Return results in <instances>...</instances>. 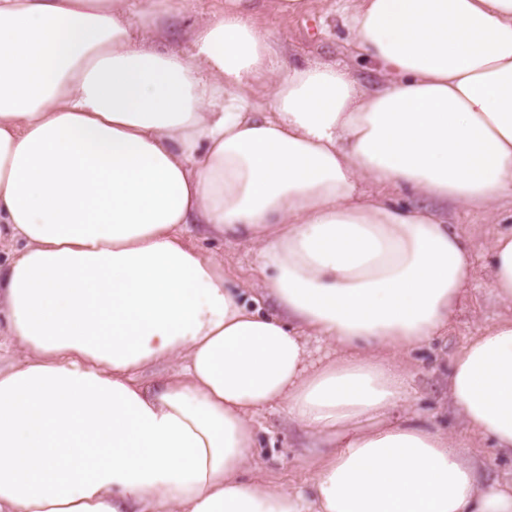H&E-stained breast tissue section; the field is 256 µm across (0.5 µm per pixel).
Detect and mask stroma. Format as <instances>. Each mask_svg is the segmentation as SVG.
Wrapping results in <instances>:
<instances>
[{
    "label": "stroma",
    "mask_w": 512,
    "mask_h": 512,
    "mask_svg": "<svg viewBox=\"0 0 512 512\" xmlns=\"http://www.w3.org/2000/svg\"><path fill=\"white\" fill-rule=\"evenodd\" d=\"M264 21L272 37L286 43L293 59L350 66L358 72L364 85H373L376 75L371 66L353 59L347 52L346 32L332 0H307L305 11L295 16L268 11ZM440 212L473 243L475 273L465 298L454 311L448 332L413 355L411 387L416 396L414 409L432 424L459 434L464 430V423L448 401V367L454 353L477 326L507 311L487 286L488 252L495 233L512 230V212L505 210L489 217L452 205L441 207ZM186 239L190 245L222 258L229 284L239 288L246 297L257 299L262 311H273L272 301L262 290V277L250 244L205 237L194 230L187 232ZM256 424L259 437L253 455L258 471L275 486L299 487L311 480L315 465L313 453L301 433L288 427L282 411L276 407L266 409L257 416Z\"/></svg>",
    "instance_id": "1"
}]
</instances>
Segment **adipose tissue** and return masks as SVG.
<instances>
[{
	"mask_svg": "<svg viewBox=\"0 0 512 512\" xmlns=\"http://www.w3.org/2000/svg\"><path fill=\"white\" fill-rule=\"evenodd\" d=\"M0 0V512H512V318L453 356L466 433L408 410L402 361L447 330L474 253L394 187L512 207V0H337L377 67L298 63L224 0ZM249 242L278 314L250 307L188 225ZM512 306V230L490 245ZM335 355L316 362L309 338ZM168 366L157 382L143 371ZM323 448L300 489L244 479L256 414Z\"/></svg>",
	"mask_w": 512,
	"mask_h": 512,
	"instance_id": "adipose-tissue-1",
	"label": "adipose tissue"
}]
</instances>
